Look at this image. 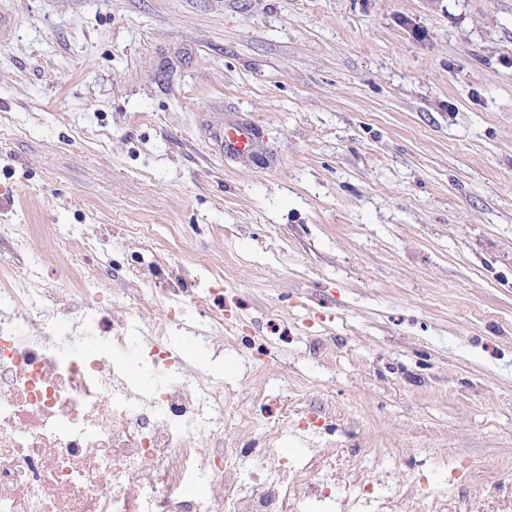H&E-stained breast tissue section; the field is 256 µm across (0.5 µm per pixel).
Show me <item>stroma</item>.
I'll return each instance as SVG.
<instances>
[{
    "label": "stroma",
    "mask_w": 512,
    "mask_h": 512,
    "mask_svg": "<svg viewBox=\"0 0 512 512\" xmlns=\"http://www.w3.org/2000/svg\"><path fill=\"white\" fill-rule=\"evenodd\" d=\"M0 220L68 294L93 236L99 287L158 317L150 225L183 362L236 410L330 412L340 468L399 494L449 463L448 512L512 504V0H0ZM222 144L226 154H247L254 145L253 129L250 126H228L224 128Z\"/></svg>",
    "instance_id": "1"
}]
</instances>
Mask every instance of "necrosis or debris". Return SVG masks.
Here are the masks:
<instances>
[{
  "mask_svg": "<svg viewBox=\"0 0 512 512\" xmlns=\"http://www.w3.org/2000/svg\"><path fill=\"white\" fill-rule=\"evenodd\" d=\"M0 512H334L336 457L290 414L243 415L223 382L173 355L172 314L143 317L124 291L59 298L29 276L23 225L0 224ZM301 436L294 456L226 448L224 432ZM343 512H446L416 487L365 493Z\"/></svg>",
  "mask_w": 512,
  "mask_h": 512,
  "instance_id": "1",
  "label": "necrosis or debris"
}]
</instances>
